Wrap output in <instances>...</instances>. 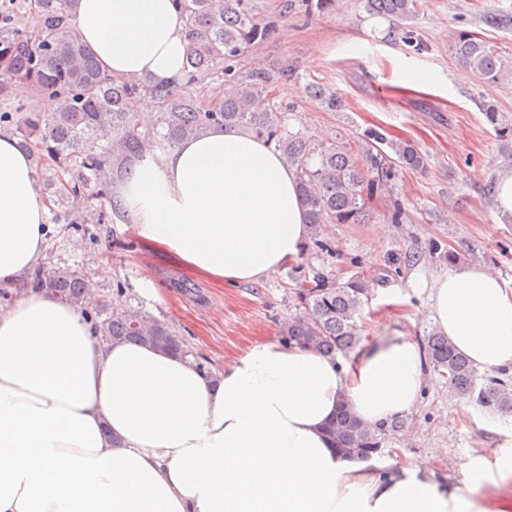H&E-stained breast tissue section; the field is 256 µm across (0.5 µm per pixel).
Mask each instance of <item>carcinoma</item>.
I'll return each instance as SVG.
<instances>
[{
	"label": "carcinoma",
	"instance_id": "cac0c4a2",
	"mask_svg": "<svg viewBox=\"0 0 512 512\" xmlns=\"http://www.w3.org/2000/svg\"><path fill=\"white\" fill-rule=\"evenodd\" d=\"M74 0H34L37 28L18 25L15 13L0 10V96H8L18 82L37 97L55 102L51 112L21 105L13 134L31 157L55 201L61 205L80 199V187L62 179L76 165L97 175L104 168L128 181L143 155L156 148H174L215 126L236 128L262 139L280 151L295 169L300 195L309 215L308 238L313 247L330 252L322 239L326 224H363L371 218L375 201L391 198L394 168L422 170L425 157L413 144H397L394 156L379 148L384 137L369 129L358 147L344 138L320 140L303 129L287 128L276 84L262 70L246 76L236 70L240 57L267 38L276 16L258 12L256 0H181L189 32L184 77L175 84L128 81L102 70L78 35L72 19ZM419 0H364L373 14L408 16ZM304 13H324L336 0H301ZM455 56L482 80L496 83L508 66L486 41L469 31L452 37ZM224 77V96L206 108L193 92L208 76ZM307 92L332 111L343 107L329 86L310 84ZM157 105L153 127H143L134 107L141 101ZM485 116L501 137L512 136V120L489 105ZM93 276L77 268L55 267L37 272L28 283L56 294L64 304L92 321L103 342L149 345L193 357L199 368L208 361L194 354L182 336L165 320L124 302L117 289L113 303L99 300ZM167 287L194 297L196 285L176 274L166 277ZM292 294L298 313L280 328L281 342L336 357L360 343L357 319L368 303L365 275L352 274L339 283L330 272L311 270L295 278ZM426 360L455 396L476 402L491 414L512 413V378H491L478 385L477 367L460 354L438 331L423 340ZM403 425L394 417L369 428L349 408L340 406L327 426L328 436L344 455L370 459Z\"/></svg>",
	"mask_w": 512,
	"mask_h": 512
}]
</instances>
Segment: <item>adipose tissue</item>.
<instances>
[{
    "mask_svg": "<svg viewBox=\"0 0 512 512\" xmlns=\"http://www.w3.org/2000/svg\"><path fill=\"white\" fill-rule=\"evenodd\" d=\"M82 41L112 75L169 84L183 73L179 0H75ZM114 194L149 246L189 272L253 283L296 259L307 219L273 145L214 128L158 156ZM49 206L28 155L0 133V286L31 274ZM431 319L478 368H512V281L455 268ZM424 355L404 334L342 362L276 340L222 368L128 342L44 290L0 307V512H497L472 488L512 484V430L470 455L460 480L339 455V403L374 426L408 412Z\"/></svg>",
    "mask_w": 512,
    "mask_h": 512,
    "instance_id": "adipose-tissue-1",
    "label": "adipose tissue"
}]
</instances>
